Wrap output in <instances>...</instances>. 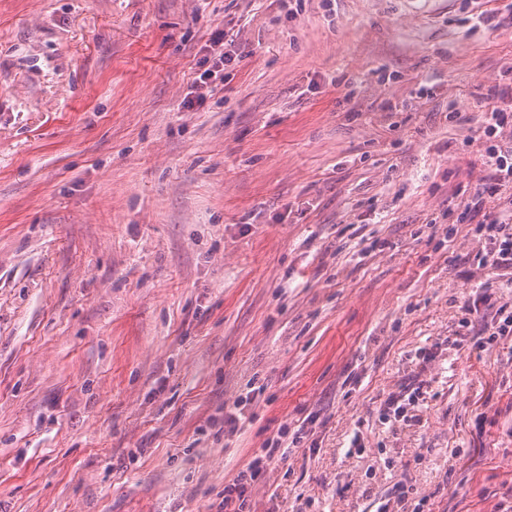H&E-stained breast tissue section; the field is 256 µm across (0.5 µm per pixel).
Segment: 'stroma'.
Masks as SVG:
<instances>
[{
	"label": "stroma",
	"instance_id": "obj_1",
	"mask_svg": "<svg viewBox=\"0 0 512 512\" xmlns=\"http://www.w3.org/2000/svg\"><path fill=\"white\" fill-rule=\"evenodd\" d=\"M510 87L512 0H0V512H220L283 429L244 512H501ZM224 34L222 32L218 33V36L214 39L212 45L210 46L211 54L213 56V65L211 68H207L199 74L198 78H195L194 87L196 89H201L204 86H207L208 81L213 77H216L219 71H223L224 67V42H223ZM222 47V49H220ZM220 65L222 69H219ZM215 78V80H216ZM491 176L483 185L485 198L508 199L510 210L498 216L482 215L476 222L480 247L474 255L476 266L502 277V288H512V146L496 145L485 151ZM510 160V161H509ZM505 286V287H504ZM510 308V311H509ZM483 335L487 336V343L497 344L512 340V307L511 303L502 304L495 312L490 323H486ZM284 440L283 436L262 448L260 455H255L247 467L241 471L224 486V500L222 508L225 512H242V508L249 497L252 489L265 480L269 466L275 458L283 456L281 451Z\"/></svg>",
	"mask_w": 512,
	"mask_h": 512
}]
</instances>
